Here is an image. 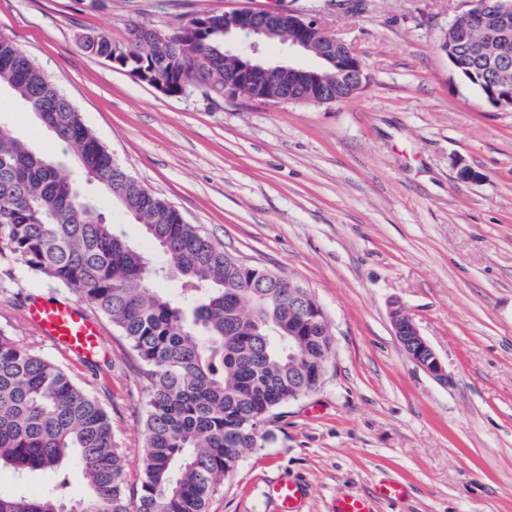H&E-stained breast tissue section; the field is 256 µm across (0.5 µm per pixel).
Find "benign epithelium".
Returning <instances> with one entry per match:
<instances>
[{
	"mask_svg": "<svg viewBox=\"0 0 512 512\" xmlns=\"http://www.w3.org/2000/svg\"><path fill=\"white\" fill-rule=\"evenodd\" d=\"M476 29L483 30L493 42L511 44L512 3L469 0L468 8L456 14L449 24L446 39L452 47L469 46ZM224 35L228 57L245 49L259 59L262 43L277 37L288 52L309 55L333 66L332 74L321 76L303 64H281L271 69L242 62L224 72L226 99L266 101L272 85L277 102L294 101L300 93L325 103L341 102L351 98L367 80L364 62L343 40L327 35L321 21L314 16L295 11L240 9L224 14ZM494 71L496 75L485 83L483 96L494 106L512 109L508 60L498 61ZM389 317L407 355L434 378L448 379L447 368L404 309L391 306Z\"/></svg>",
	"mask_w": 512,
	"mask_h": 512,
	"instance_id": "benign-epithelium-1",
	"label": "benign epithelium"
}]
</instances>
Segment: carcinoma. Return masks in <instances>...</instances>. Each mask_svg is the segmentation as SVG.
I'll return each instance as SVG.
<instances>
[{"label":"carcinoma","instance_id":"1","mask_svg":"<svg viewBox=\"0 0 512 512\" xmlns=\"http://www.w3.org/2000/svg\"><path fill=\"white\" fill-rule=\"evenodd\" d=\"M84 49L100 57L130 49L129 66L164 82L176 96L187 86L224 96V19L199 13L158 34L135 26L124 41L96 31ZM498 46L480 36L468 59L485 66ZM8 89L76 165L52 161L0 131V254L18 255L36 276L65 285L112 324L146 381L140 481L124 480L127 455L116 446L104 405L61 364L0 331V469L22 478L58 472L45 490L0 494V512H209L212 497L260 426L295 399L302 371L326 365L332 334L316 302L288 305V284L268 272L256 288L233 257L166 200L144 189L83 123L57 84L0 32V88ZM93 184L116 201L160 251L149 258L85 191ZM180 280L171 297L155 287ZM300 337L302 368L288 361V328ZM82 473L73 488L63 465Z\"/></svg>","mask_w":512,"mask_h":512}]
</instances>
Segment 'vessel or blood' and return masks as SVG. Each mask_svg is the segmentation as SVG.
<instances>
[{
  "label": "vessel or blood",
  "instance_id": "obj_1",
  "mask_svg": "<svg viewBox=\"0 0 512 512\" xmlns=\"http://www.w3.org/2000/svg\"><path fill=\"white\" fill-rule=\"evenodd\" d=\"M28 320L55 347L75 356L92 359L102 343L98 323L77 302L69 299L32 297L26 306ZM276 512H305L303 487L292 481H278L268 488Z\"/></svg>",
  "mask_w": 512,
  "mask_h": 512
}]
</instances>
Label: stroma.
Instances as JSON below:
<instances>
[{"label": "stroma", "instance_id": "obj_1", "mask_svg": "<svg viewBox=\"0 0 512 512\" xmlns=\"http://www.w3.org/2000/svg\"><path fill=\"white\" fill-rule=\"evenodd\" d=\"M467 0H0L9 34L149 192L246 264L310 289L334 336L315 392L278 408L210 512H274L266 491L302 484L307 512L408 488L376 512H512V110L455 76L440 43ZM298 10L348 43L369 79L351 98L304 105L168 96L90 54L83 32L126 38L200 12ZM0 129L74 159L8 91ZM468 167L477 177H460ZM69 296L0 256V330L36 344L112 414L139 478L146 387L111 324L93 362L27 324L23 297ZM400 304L448 370L401 347Z\"/></svg>", "mask_w": 512, "mask_h": 512}]
</instances>
